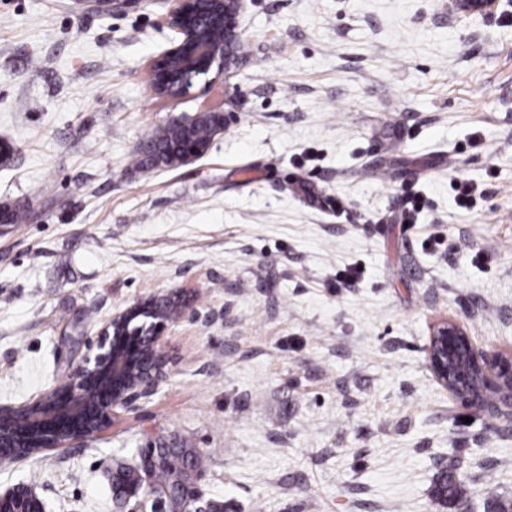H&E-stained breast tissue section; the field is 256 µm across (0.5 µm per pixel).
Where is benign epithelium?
<instances>
[{
    "mask_svg": "<svg viewBox=\"0 0 512 512\" xmlns=\"http://www.w3.org/2000/svg\"><path fill=\"white\" fill-rule=\"evenodd\" d=\"M169 16L178 39L152 60L150 82L160 94L170 95L165 85L181 83L178 95L189 93L194 83H212L231 71L238 61L237 44L243 38L239 23L247 0H176ZM458 13L468 16L495 9L497 0H454ZM163 296L141 299L112 316L88 344V354L74 378L57 385L37 399L18 406H0V457H12L17 448H27L29 433L40 435L39 447L60 448L100 431L112 408L136 397L149 395L163 378L169 359L159 349L162 333L179 313L168 312L146 337L127 336L131 317L148 306L162 303ZM467 336L451 321L434 326L427 346L428 364L438 381L466 405L493 417H512V362L500 356L489 363L470 354ZM147 359L142 374L129 380L132 357ZM188 512H212L196 482L183 488ZM12 512H45L42 501L30 493L20 499L16 491L0 493Z\"/></svg>",
    "mask_w": 512,
    "mask_h": 512,
    "instance_id": "obj_1",
    "label": "benign epithelium"
}]
</instances>
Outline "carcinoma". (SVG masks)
Wrapping results in <instances>:
<instances>
[{"instance_id":"obj_1","label":"carcinoma","mask_w":512,"mask_h":512,"mask_svg":"<svg viewBox=\"0 0 512 512\" xmlns=\"http://www.w3.org/2000/svg\"><path fill=\"white\" fill-rule=\"evenodd\" d=\"M218 132L219 116L215 112H203L185 122L173 121L145 137L134 164L144 171L181 164L190 148L204 154ZM158 458L159 464L148 480L138 466L117 465L112 470V490L121 494L137 488L141 496L164 498L168 512H185L187 504L183 498L182 479L191 472H201L203 457L194 448L165 445L158 452ZM460 493V480L453 469L440 468L434 490L435 502L448 506Z\"/></svg>"}]
</instances>
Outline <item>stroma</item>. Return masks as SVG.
Segmentation results:
<instances>
[{
  "label": "stroma",
  "instance_id": "obj_1",
  "mask_svg": "<svg viewBox=\"0 0 512 512\" xmlns=\"http://www.w3.org/2000/svg\"><path fill=\"white\" fill-rule=\"evenodd\" d=\"M174 0H0V405L72 377L113 314L187 301L148 396L82 441L0 464L45 512H113L107 474L147 441L206 456L224 512H470L512 502V423L435 379L432 328L512 357V0H249L217 87L148 80ZM220 111L207 153L141 171L150 131ZM479 131L481 151L466 148ZM498 176L490 180L488 169ZM489 183L458 209L450 183ZM427 206L401 222V188ZM443 230L430 252L422 242ZM361 273L350 288L339 269ZM435 484L434 499L439 506L452 504L461 493L460 480L452 468L441 467Z\"/></svg>",
  "mask_w": 512,
  "mask_h": 512
}]
</instances>
